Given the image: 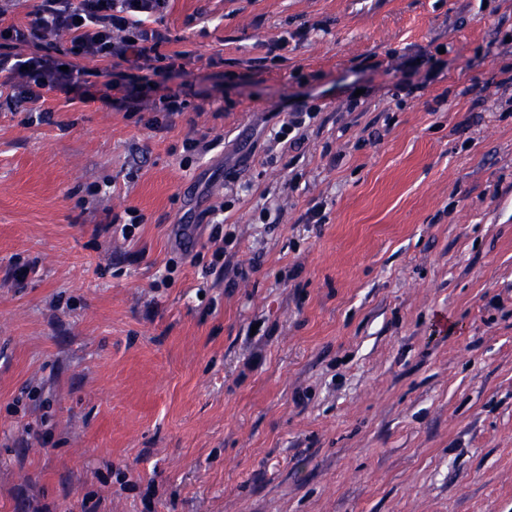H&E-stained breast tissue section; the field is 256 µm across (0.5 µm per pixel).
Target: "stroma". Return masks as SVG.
Wrapping results in <instances>:
<instances>
[{"label":"stroma","instance_id":"35a3bbf8","mask_svg":"<svg viewBox=\"0 0 512 512\" xmlns=\"http://www.w3.org/2000/svg\"><path fill=\"white\" fill-rule=\"evenodd\" d=\"M157 25L167 128L0 109V512H512V0Z\"/></svg>","mask_w":512,"mask_h":512}]
</instances>
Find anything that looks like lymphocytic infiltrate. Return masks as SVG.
<instances>
[{"mask_svg":"<svg viewBox=\"0 0 512 512\" xmlns=\"http://www.w3.org/2000/svg\"><path fill=\"white\" fill-rule=\"evenodd\" d=\"M20 0H0V74L12 89L7 105L14 112H30L42 100L43 89L71 94L78 89L90 62L128 64L148 83L169 79L189 51L166 55L170 37L155 23L170 0H39L25 21H12ZM121 97L104 95V104L129 112H183L179 93L147 103L138 88L122 87Z\"/></svg>","mask_w":512,"mask_h":512,"instance_id":"lymphocytic-infiltrate-1","label":"lymphocytic infiltrate"}]
</instances>
